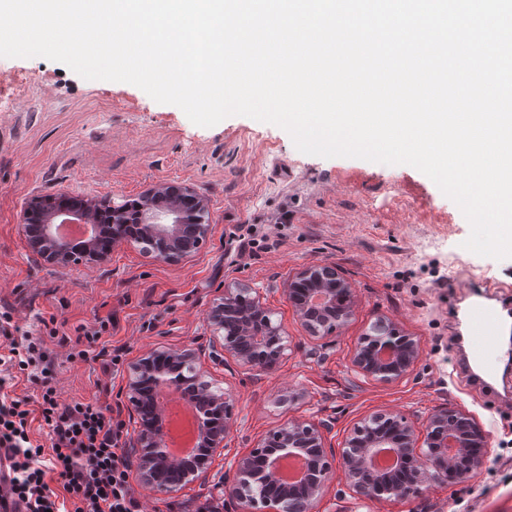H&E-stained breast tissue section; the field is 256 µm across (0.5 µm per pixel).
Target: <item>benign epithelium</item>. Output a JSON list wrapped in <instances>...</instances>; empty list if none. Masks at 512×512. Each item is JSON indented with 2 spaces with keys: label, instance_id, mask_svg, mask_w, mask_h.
I'll return each instance as SVG.
<instances>
[{
  "label": "benign epithelium",
  "instance_id": "benign-epithelium-1",
  "mask_svg": "<svg viewBox=\"0 0 512 512\" xmlns=\"http://www.w3.org/2000/svg\"><path fill=\"white\" fill-rule=\"evenodd\" d=\"M145 206L138 214L140 241L153 246L155 257L177 263L191 256L211 232L207 224V202L191 189L170 183L152 188L144 196ZM39 232L28 238L30 250L48 263L67 264L104 261L96 232L97 204L69 207L52 199L34 204ZM80 220L91 225L89 238L74 246L60 238L58 224ZM287 295L312 338L323 339L341 327L352 312L349 283L333 266L301 270L288 283ZM214 328L213 351L234 358L250 371L275 366L287 349L282 329L272 320L251 288H226L208 314ZM419 356L416 340L397 329L380 324L374 334L360 340L353 364L363 375L383 382L398 380L413 368ZM185 386L199 411V451L192 464L172 458L164 432V411L153 396L162 386ZM126 397L138 420L128 452L136 460L140 482L161 494L178 492L209 468L210 459L224 447L232 415L228 392L205 379L197 366L195 352L184 349H153L131 366ZM330 426L289 422L273 431L249 454L235 459L214 483L232 512H286L288 501L304 494L307 512H315L333 472L332 458L340 463L349 486L358 500H404L419 493L431 480L447 478L448 468L467 476L478 472L487 454V438L482 427L469 414L442 407L422 428L397 413H377L354 426L340 454L325 447L324 432ZM396 455L394 469L374 471L368 462L380 449ZM294 454L309 457L308 473L298 485L282 483L277 477L279 459Z\"/></svg>",
  "mask_w": 512,
  "mask_h": 512
}]
</instances>
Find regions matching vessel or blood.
I'll list each match as a JSON object with an SVG mask.
<instances>
[{"label":"vessel or blood","instance_id":"obj_1","mask_svg":"<svg viewBox=\"0 0 512 512\" xmlns=\"http://www.w3.org/2000/svg\"><path fill=\"white\" fill-rule=\"evenodd\" d=\"M457 343L462 352L457 366L478 390L494 393L498 363L495 355L502 331L512 321V306H501L478 298L455 311Z\"/></svg>","mask_w":512,"mask_h":512}]
</instances>
